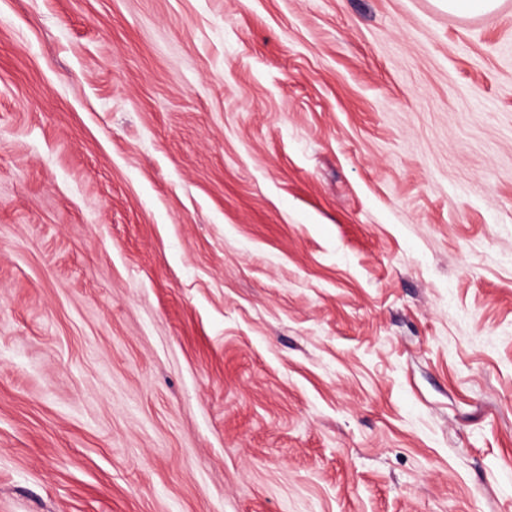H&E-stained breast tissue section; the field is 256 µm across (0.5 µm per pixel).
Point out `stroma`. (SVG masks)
<instances>
[{
	"mask_svg": "<svg viewBox=\"0 0 512 512\" xmlns=\"http://www.w3.org/2000/svg\"><path fill=\"white\" fill-rule=\"evenodd\" d=\"M0 512H512V0H0Z\"/></svg>",
	"mask_w": 512,
	"mask_h": 512,
	"instance_id": "35a3bbf8",
	"label": "stroma"
}]
</instances>
